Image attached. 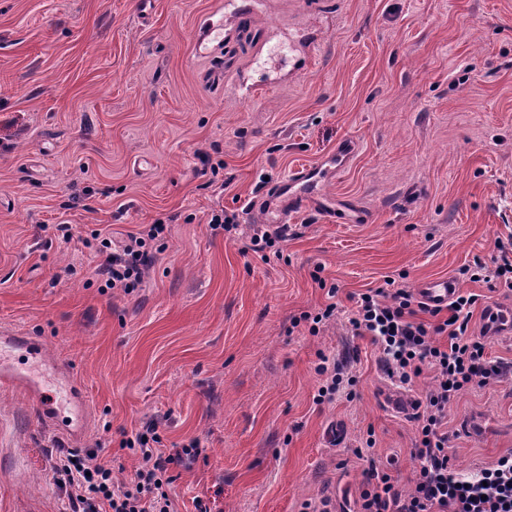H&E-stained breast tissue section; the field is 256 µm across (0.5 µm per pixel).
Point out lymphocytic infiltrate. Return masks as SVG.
Instances as JSON below:
<instances>
[{
    "mask_svg": "<svg viewBox=\"0 0 512 512\" xmlns=\"http://www.w3.org/2000/svg\"><path fill=\"white\" fill-rule=\"evenodd\" d=\"M170 231L159 219L113 239L102 230L83 238L84 248L99 256L94 270L105 287L130 294L142 284L153 263V247ZM462 278L485 283L489 290L512 293V234L497 238L490 262L474 261ZM480 297L457 293L443 308H432L395 279L367 289L347 314L353 335L370 337L381 353V366L392 381L413 384L424 371L433 382L416 403L415 436L410 455L416 462L408 488L389 468L372 464L363 471L358 512H512V451L470 473L454 468L448 457V410L465 391L485 387L512 373V364L491 359L485 334L471 328ZM349 360L320 356L319 401H333L353 386ZM121 451L138 464L129 479L114 477L111 461L95 448H60L49 457L53 479L69 512H176L171 494L173 467H191L202 454L198 442L164 447L157 420L123 437Z\"/></svg>",
    "mask_w": 512,
    "mask_h": 512,
    "instance_id": "f902f5d3",
    "label": "lymphocytic infiltrate"
}]
</instances>
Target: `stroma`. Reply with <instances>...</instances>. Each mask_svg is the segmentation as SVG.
<instances>
[{
    "instance_id": "obj_1",
    "label": "stroma",
    "mask_w": 512,
    "mask_h": 512,
    "mask_svg": "<svg viewBox=\"0 0 512 512\" xmlns=\"http://www.w3.org/2000/svg\"><path fill=\"white\" fill-rule=\"evenodd\" d=\"M223 5L0 0V329L42 338L82 384L81 447L155 416L165 445L199 439L197 462L172 471L179 512L197 497L218 512L345 507L369 462L408 485L413 417L384 399L432 382L390 383L346 326L351 295L388 276L410 289L457 277L512 232V0H245L219 58L197 56L198 18ZM253 84L269 90L244 97ZM345 140L353 158L288 215L280 257L211 228L220 209L262 223L260 176L277 183ZM349 204L367 222H333ZM167 216L142 290L102 289L78 238ZM331 301L318 335L292 334L294 316ZM322 353L353 356L354 398L315 402ZM448 433L463 472L512 448V378L465 391ZM66 442L0 386V512H62L48 457Z\"/></svg>"
}]
</instances>
